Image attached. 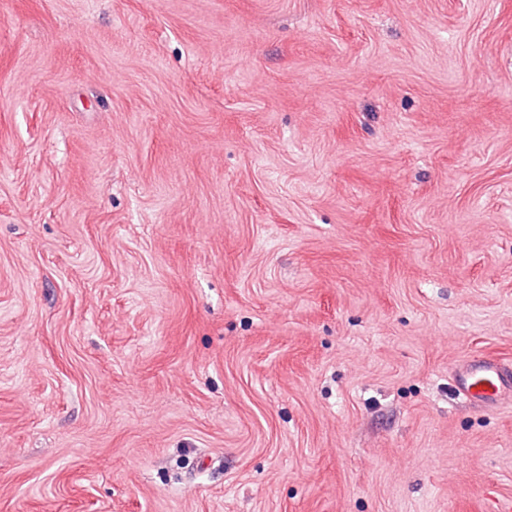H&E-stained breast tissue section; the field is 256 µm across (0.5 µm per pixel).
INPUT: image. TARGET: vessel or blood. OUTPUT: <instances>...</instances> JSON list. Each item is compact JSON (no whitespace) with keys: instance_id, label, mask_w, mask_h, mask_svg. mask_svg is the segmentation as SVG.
<instances>
[{"instance_id":"vessel-or-blood-1","label":"vessel or blood","mask_w":512,"mask_h":512,"mask_svg":"<svg viewBox=\"0 0 512 512\" xmlns=\"http://www.w3.org/2000/svg\"><path fill=\"white\" fill-rule=\"evenodd\" d=\"M456 385L460 395L493 410L512 391V370L492 359L474 361L458 370Z\"/></svg>"}]
</instances>
